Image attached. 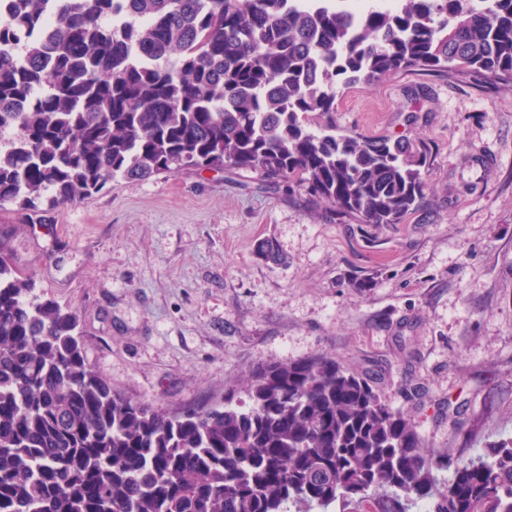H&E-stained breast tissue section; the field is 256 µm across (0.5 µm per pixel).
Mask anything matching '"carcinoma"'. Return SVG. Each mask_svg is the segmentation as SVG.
<instances>
[{"instance_id":"cac0c4a2","label":"carcinoma","mask_w":512,"mask_h":512,"mask_svg":"<svg viewBox=\"0 0 512 512\" xmlns=\"http://www.w3.org/2000/svg\"><path fill=\"white\" fill-rule=\"evenodd\" d=\"M124 2L0 12V210L195 168L398 224L424 198L426 153L339 134L335 88L414 67L512 84V0H397L356 18L344 0ZM11 252L0 229V512H512V439L436 461L332 354L261 363L181 410L112 390L77 311L35 294Z\"/></svg>"}]
</instances>
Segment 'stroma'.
<instances>
[{
	"label": "stroma",
	"instance_id": "stroma-1",
	"mask_svg": "<svg viewBox=\"0 0 512 512\" xmlns=\"http://www.w3.org/2000/svg\"><path fill=\"white\" fill-rule=\"evenodd\" d=\"M336 125L423 145L422 206L355 224L253 173L184 169L0 226L116 392L179 409L260 363L333 354L434 455L512 438V85L400 71L337 88Z\"/></svg>",
	"mask_w": 512,
	"mask_h": 512
}]
</instances>
